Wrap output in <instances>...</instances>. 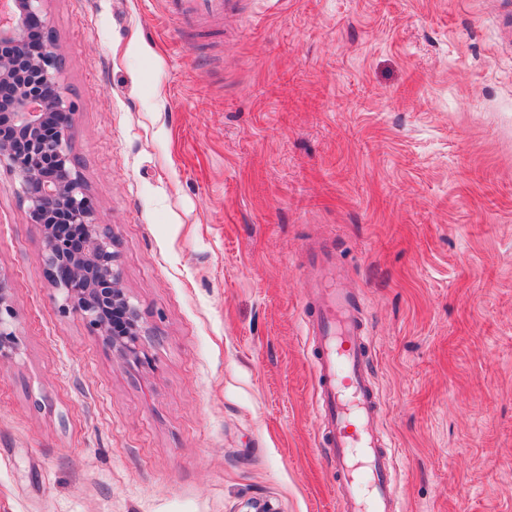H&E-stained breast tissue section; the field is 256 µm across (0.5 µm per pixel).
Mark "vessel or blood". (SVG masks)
I'll return each instance as SVG.
<instances>
[{"label": "vessel or blood", "instance_id": "obj_1", "mask_svg": "<svg viewBox=\"0 0 512 512\" xmlns=\"http://www.w3.org/2000/svg\"><path fill=\"white\" fill-rule=\"evenodd\" d=\"M246 0H164L166 15L186 31L211 17H236ZM314 277L306 286L314 313L305 334L316 350L312 364L319 419L327 430L329 464L336 476L340 512H400L394 494L389 443L380 424V401L367 363L369 342L359 296L336 282L334 255L313 249Z\"/></svg>", "mask_w": 512, "mask_h": 512}]
</instances>
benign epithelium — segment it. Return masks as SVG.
<instances>
[{
    "mask_svg": "<svg viewBox=\"0 0 512 512\" xmlns=\"http://www.w3.org/2000/svg\"><path fill=\"white\" fill-rule=\"evenodd\" d=\"M46 0H0V168L17 175V196L43 231L44 261L65 312L127 362L146 360L138 306L120 284L112 233L94 203L70 144L74 106L60 82L52 35L30 49L28 26L48 27ZM19 321L9 278L0 271V360L16 354Z\"/></svg>",
    "mask_w": 512,
    "mask_h": 512,
    "instance_id": "obj_1",
    "label": "benign epithelium"
}]
</instances>
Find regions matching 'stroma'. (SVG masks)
Returning <instances> with one entry per match:
<instances>
[{"mask_svg": "<svg viewBox=\"0 0 512 512\" xmlns=\"http://www.w3.org/2000/svg\"><path fill=\"white\" fill-rule=\"evenodd\" d=\"M71 143L154 336L60 313L0 170V512H339L301 318L365 305L400 512H512V0H47ZM247 5L245 0H164V11L184 31H195L210 17L241 15ZM10 291L9 278L0 271V363L12 358L19 346V321Z\"/></svg>", "mask_w": 512, "mask_h": 512, "instance_id": "stroma-1", "label": "stroma"}]
</instances>
